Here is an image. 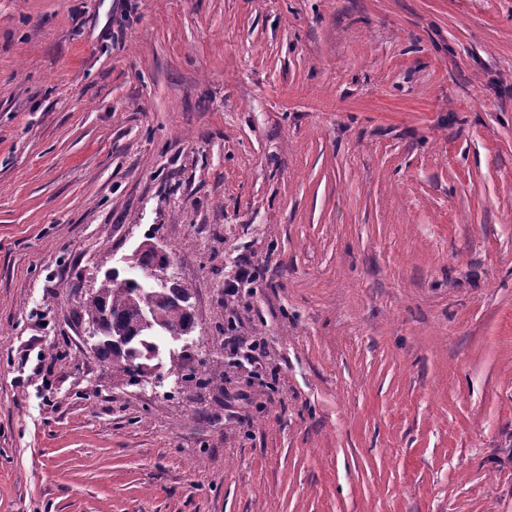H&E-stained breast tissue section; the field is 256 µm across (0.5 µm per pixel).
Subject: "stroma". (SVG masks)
<instances>
[{
    "label": "stroma",
    "instance_id": "stroma-1",
    "mask_svg": "<svg viewBox=\"0 0 512 512\" xmlns=\"http://www.w3.org/2000/svg\"><path fill=\"white\" fill-rule=\"evenodd\" d=\"M0 512H512V0H0ZM154 249L161 257L156 259L153 249H147L139 260L141 268H147L143 273L145 284L161 288H144L135 278L122 279L112 274L101 287L80 306L82 317L86 324H98L102 336H99L97 349L105 360L112 363V369L133 378L132 368L141 362L136 360L151 353L155 343L151 340L161 333L172 336L188 330L194 323L191 306L174 300L182 288H167L174 272L165 250L154 244ZM151 266V267H150ZM150 267V268H148ZM163 288V289H162ZM145 315L150 324L143 326L139 319ZM143 317V324L148 320ZM90 338L96 336L93 326L87 328ZM125 342L122 349L116 347L114 340ZM256 265L252 260L245 257L238 264V269L235 272L234 278L224 288V296L229 298L239 297L240 288H245L246 285H251L255 281ZM224 340L227 341V345L233 355L238 356L242 354V357L255 367L254 373H259L260 370H263V365L259 361V356L263 354V346L260 342L253 340L247 343V341L242 340L239 336H225Z\"/></svg>",
    "mask_w": 512,
    "mask_h": 512
}]
</instances>
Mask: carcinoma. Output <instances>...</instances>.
I'll use <instances>...</instances> for the list:
<instances>
[{"mask_svg":"<svg viewBox=\"0 0 512 512\" xmlns=\"http://www.w3.org/2000/svg\"><path fill=\"white\" fill-rule=\"evenodd\" d=\"M181 292V288H144L134 278L120 281L114 275L83 301L82 317L86 324L99 326L98 351L113 370L133 377L138 359L155 348L153 338L192 327L191 306L174 300ZM143 315L150 324L140 323Z\"/></svg>","mask_w":512,"mask_h":512,"instance_id":"cac0c4a2","label":"carcinoma"}]
</instances>
